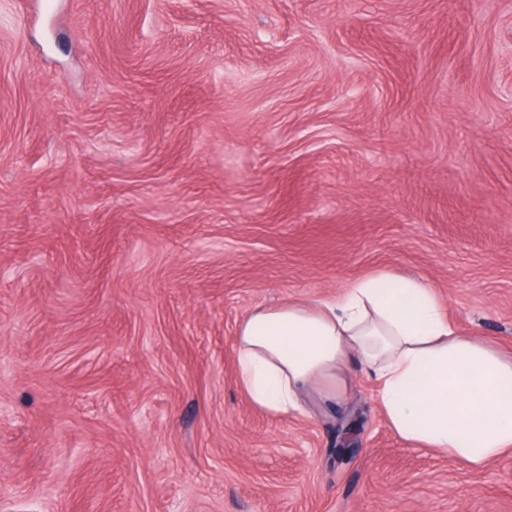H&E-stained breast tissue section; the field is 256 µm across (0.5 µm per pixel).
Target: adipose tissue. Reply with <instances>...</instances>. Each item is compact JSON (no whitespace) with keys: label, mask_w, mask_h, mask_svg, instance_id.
<instances>
[{"label":"adipose tissue","mask_w":512,"mask_h":512,"mask_svg":"<svg viewBox=\"0 0 512 512\" xmlns=\"http://www.w3.org/2000/svg\"><path fill=\"white\" fill-rule=\"evenodd\" d=\"M234 357L242 391L271 414L301 410L312 391L345 395L355 359L408 445L475 468L512 452V355L458 333L422 281L384 272L315 306L254 307Z\"/></svg>","instance_id":"ef3b65f1"}]
</instances>
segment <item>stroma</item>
Wrapping results in <instances>:
<instances>
[{
  "label": "stroma",
  "mask_w": 512,
  "mask_h": 512,
  "mask_svg": "<svg viewBox=\"0 0 512 512\" xmlns=\"http://www.w3.org/2000/svg\"><path fill=\"white\" fill-rule=\"evenodd\" d=\"M0 0V512H512L351 362L275 416L258 305L381 272L512 354V0Z\"/></svg>",
  "instance_id": "1"
}]
</instances>
